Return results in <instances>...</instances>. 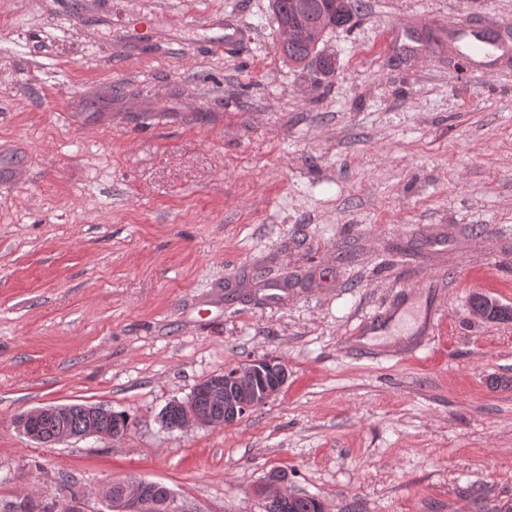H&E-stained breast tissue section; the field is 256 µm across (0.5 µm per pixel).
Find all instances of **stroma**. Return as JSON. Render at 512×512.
Masks as SVG:
<instances>
[{"instance_id": "35a3bbf8", "label": "stroma", "mask_w": 512, "mask_h": 512, "mask_svg": "<svg viewBox=\"0 0 512 512\" xmlns=\"http://www.w3.org/2000/svg\"><path fill=\"white\" fill-rule=\"evenodd\" d=\"M438 18L512 0H362L328 76L280 55L269 0H0V500L135 476L265 512L279 471L326 512L512 507V320L470 305L512 307V57L466 80ZM266 356L260 410L162 429ZM71 403L130 426L13 423ZM472 308L487 307L488 316L490 320H512V308L499 304L496 299H493L484 294H475L471 297ZM88 407L92 406L83 404H70L67 406L47 405L21 413L14 419V424L24 435L43 445H53L77 437H96L101 440L114 442L118 439L114 433L121 437L126 433L129 421L125 414L100 407L103 409V415L101 417L102 411L95 407L89 408L86 414ZM67 414L66 424L69 428L64 424V419ZM50 416L56 417L61 421L60 428L59 422L56 419L46 418ZM40 420L42 421L37 425L38 434L45 440L53 437L51 440H42L34 430V425ZM86 421V428L81 433H72H78L85 426ZM100 421L107 428L111 429L113 433L104 428L100 424Z\"/></svg>"}]
</instances>
